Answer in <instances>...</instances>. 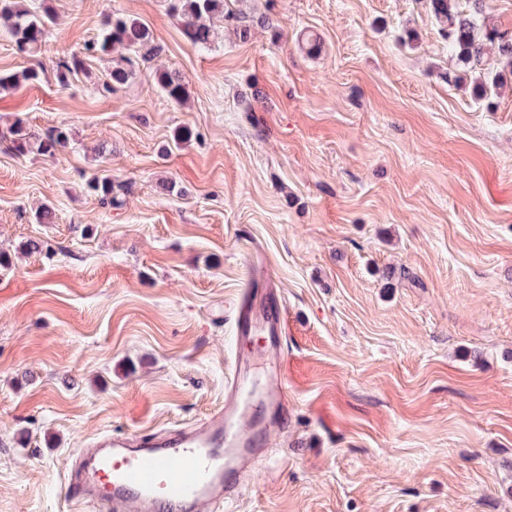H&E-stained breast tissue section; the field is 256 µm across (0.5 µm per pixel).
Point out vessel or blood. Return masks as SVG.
Listing matches in <instances>:
<instances>
[{
    "instance_id": "b4317fda",
    "label": "vessel or blood",
    "mask_w": 512,
    "mask_h": 512,
    "mask_svg": "<svg viewBox=\"0 0 512 512\" xmlns=\"http://www.w3.org/2000/svg\"><path fill=\"white\" fill-rule=\"evenodd\" d=\"M282 307L269 303L261 313H237V333H277ZM251 385L233 379L224 406L188 431L162 435L99 436L83 452L78 469L63 487L66 497L118 504L126 512H172L177 506L216 502L224 496V472L241 445L238 416L254 412Z\"/></svg>"
}]
</instances>
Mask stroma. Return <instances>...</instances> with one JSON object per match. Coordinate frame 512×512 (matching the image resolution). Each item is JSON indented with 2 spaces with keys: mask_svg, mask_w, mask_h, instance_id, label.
<instances>
[{
  "mask_svg": "<svg viewBox=\"0 0 512 512\" xmlns=\"http://www.w3.org/2000/svg\"><path fill=\"white\" fill-rule=\"evenodd\" d=\"M44 1L41 54L0 25V72L44 73L0 90V130L71 133L52 158L0 142V512H111L63 493L88 439L190 425L236 370L281 385L288 421L218 512H512V75L488 98L455 83L429 0H224L270 25L243 42L216 20L204 50L166 0ZM112 13L160 55L116 91L98 57L59 84ZM261 264L271 349L234 330ZM157 82L165 95L175 104H184L188 97V81L178 72L164 70ZM87 190L96 195L102 204L112 207L122 206L123 201L119 199L120 191H124L125 187L116 182H112L109 175L95 176L87 183Z\"/></svg>",
  "mask_w": 512,
  "mask_h": 512,
  "instance_id": "stroma-1",
  "label": "stroma"
}]
</instances>
